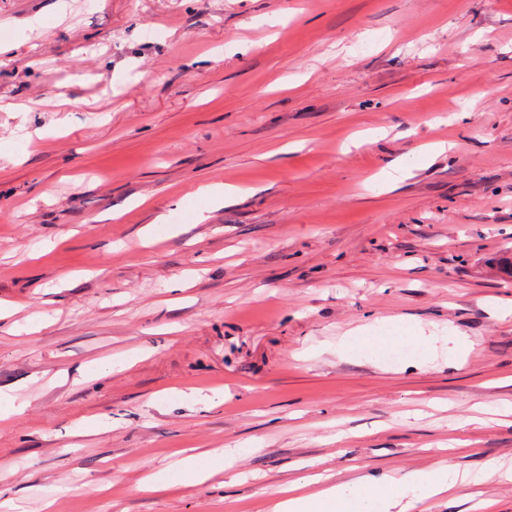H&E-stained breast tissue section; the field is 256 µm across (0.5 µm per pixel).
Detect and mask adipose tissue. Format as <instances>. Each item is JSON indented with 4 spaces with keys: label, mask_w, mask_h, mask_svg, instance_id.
I'll return each mask as SVG.
<instances>
[{
    "label": "adipose tissue",
    "mask_w": 512,
    "mask_h": 512,
    "mask_svg": "<svg viewBox=\"0 0 512 512\" xmlns=\"http://www.w3.org/2000/svg\"><path fill=\"white\" fill-rule=\"evenodd\" d=\"M435 335L419 325L392 326L384 322L352 330L336 345L342 356L379 360L387 350L401 346L420 349L424 362H432ZM467 476L439 463L425 471L401 478L367 475L346 483H335L316 493L305 492L304 481L287 487L272 512H411L415 502L440 497L468 485Z\"/></svg>",
    "instance_id": "ef3b65f1"
}]
</instances>
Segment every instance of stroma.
Returning a JSON list of instances; mask_svg holds the SVG:
<instances>
[{
  "mask_svg": "<svg viewBox=\"0 0 512 512\" xmlns=\"http://www.w3.org/2000/svg\"><path fill=\"white\" fill-rule=\"evenodd\" d=\"M55 3L0 0V390L28 402L0 512H271L310 473L512 466V0ZM208 182L244 193L211 211ZM378 319L474 349L336 355ZM216 450L204 482L168 471ZM486 499L512 512V482L413 512Z\"/></svg>",
  "mask_w": 512,
  "mask_h": 512,
  "instance_id": "1",
  "label": "stroma"
}]
</instances>
